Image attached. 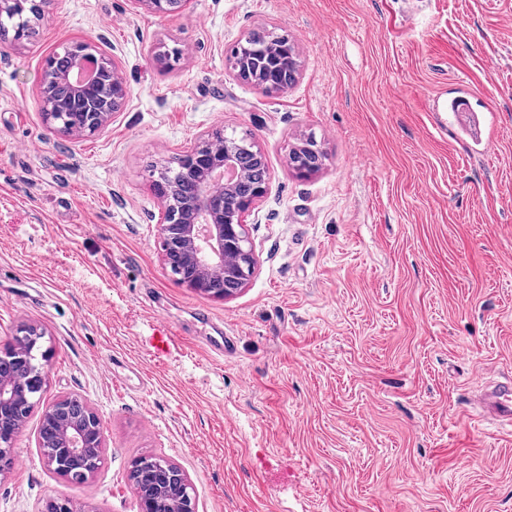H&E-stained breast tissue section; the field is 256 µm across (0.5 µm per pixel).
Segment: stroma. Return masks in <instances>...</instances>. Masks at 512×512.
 <instances>
[{
	"instance_id": "stroma-1",
	"label": "stroma",
	"mask_w": 512,
	"mask_h": 512,
	"mask_svg": "<svg viewBox=\"0 0 512 512\" xmlns=\"http://www.w3.org/2000/svg\"><path fill=\"white\" fill-rule=\"evenodd\" d=\"M0 46V347L45 333L46 396L103 418L104 464L70 484L37 418L0 473V512H139L138 457L179 466L196 512H512V433L480 421L512 376V0H44ZM264 27L299 74L268 94L232 49ZM90 42L128 96L107 127L46 123V60ZM179 48L176 65L158 52ZM461 86L495 122L434 113ZM268 165L246 223L258 264L214 298L162 263L161 170L216 133ZM314 141L318 172L290 151ZM227 351L216 356L211 341Z\"/></svg>"
}]
</instances>
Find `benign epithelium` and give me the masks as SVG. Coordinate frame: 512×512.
<instances>
[{
	"label": "benign epithelium",
	"instance_id": "1",
	"mask_svg": "<svg viewBox=\"0 0 512 512\" xmlns=\"http://www.w3.org/2000/svg\"><path fill=\"white\" fill-rule=\"evenodd\" d=\"M76 56L73 69L77 70L85 61H95L96 50L88 42H78L69 47ZM101 70L112 73L108 82L94 76L85 82H71V72L53 77L50 66H45L40 77V105L44 119L64 130L72 126L85 135L101 131L111 118L104 111V103L112 99L123 104L127 88L115 66L104 57L100 58ZM235 75L252 82L265 92L285 89L281 79L256 74L252 77L242 71V64L235 65ZM71 84L73 100H63L54 93L57 80ZM179 171L191 173L198 179V191L190 206L177 201V187L173 181L165 180L161 186L160 198L163 211V224L160 234L163 238L164 263H169V255L177 254L193 270L192 278L184 285L200 293H208V279L223 275L229 279H239L244 285L256 269L257 259L249 236L245 215L255 202L263 196L266 188L258 189L254 196L241 200L236 209L224 208V195L231 192L241 179L235 162L234 148L228 142L205 141L192 151L178 158ZM44 333L36 326H23L14 337L26 348L14 346L0 352L3 360L15 356L32 366L34 376L6 381L0 376V458L11 456L14 442L21 427L14 424L11 417L21 409L28 397L42 404V416L59 424V444L55 448L40 449L47 467L65 481L73 484L85 481L92 472L82 471L74 464L82 463L85 451L95 446L103 447L105 424L102 417L87 402H82L84 410L66 415L67 407L75 402L71 396L62 395L45 401L43 394L48 381L46 368L47 353L40 350ZM144 486L140 500L141 512H163L177 503L180 512H195V488L187 476L182 474L189 488L190 497L182 499L172 487L171 476L158 470L156 462L144 459L137 465Z\"/></svg>",
	"mask_w": 512,
	"mask_h": 512
}]
</instances>
